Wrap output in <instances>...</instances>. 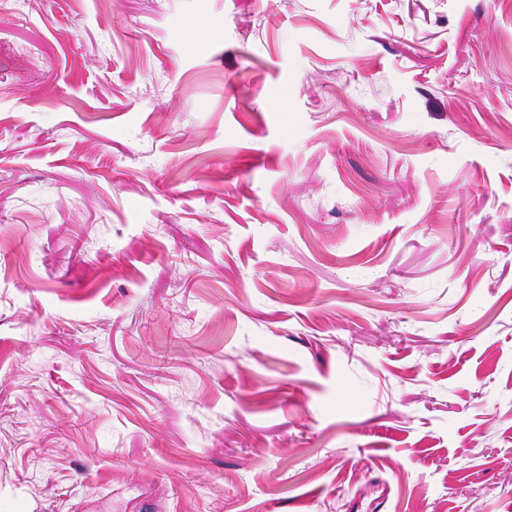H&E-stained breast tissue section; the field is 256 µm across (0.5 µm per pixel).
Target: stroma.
<instances>
[{
    "label": "stroma",
    "instance_id": "obj_1",
    "mask_svg": "<svg viewBox=\"0 0 512 512\" xmlns=\"http://www.w3.org/2000/svg\"><path fill=\"white\" fill-rule=\"evenodd\" d=\"M0 512H512V0H0Z\"/></svg>",
    "mask_w": 512,
    "mask_h": 512
}]
</instances>
